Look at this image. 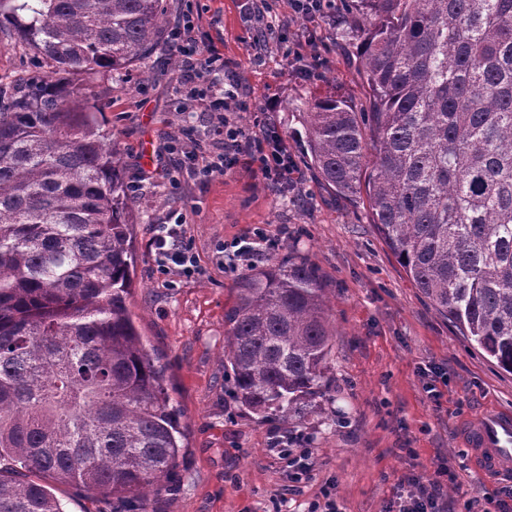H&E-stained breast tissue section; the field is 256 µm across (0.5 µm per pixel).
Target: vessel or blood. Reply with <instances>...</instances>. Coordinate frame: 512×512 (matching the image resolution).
<instances>
[{"label":"vessel or blood","mask_w":512,"mask_h":512,"mask_svg":"<svg viewBox=\"0 0 512 512\" xmlns=\"http://www.w3.org/2000/svg\"><path fill=\"white\" fill-rule=\"evenodd\" d=\"M464 435L475 463L487 471L512 476V410L496 409L467 426Z\"/></svg>","instance_id":"obj_1"}]
</instances>
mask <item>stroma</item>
<instances>
[{
	"instance_id": "obj_1",
	"label": "stroma",
	"mask_w": 512,
	"mask_h": 512,
	"mask_svg": "<svg viewBox=\"0 0 512 512\" xmlns=\"http://www.w3.org/2000/svg\"><path fill=\"white\" fill-rule=\"evenodd\" d=\"M170 29L192 22L200 47L224 54L204 86H235L242 105L230 119L246 132L279 137L294 162L288 188L262 178L250 156L226 172L187 175L168 142L208 137L209 112L186 99L191 67L168 45L129 72L90 80L85 93L122 159L126 180L144 214L133 227L136 264L128 307L141 340L163 367L171 401L181 411L186 445L171 491L150 499L147 512H309L333 493L341 512H388L397 478L432 476L454 467L461 490L448 499L461 512L467 496L487 494L512 508L502 481L479 474L461 425L482 412L512 408V374L490 363L415 288L377 227L365 199L328 190L307 158L303 114L315 96L368 107L355 65V30L364 19L337 6L310 22L288 0H165ZM281 37L264 40L267 25ZM47 72L26 47L0 32V76ZM276 93L267 106V93ZM186 221L197 258L190 274L165 272L152 227L171 216ZM261 230L275 248H260L251 265L225 245ZM290 252L315 266L335 331L331 371L316 412L289 423L242 406L224 367V312L247 267ZM444 372L437 397L425 386L431 368ZM299 440L312 467L291 482L279 443ZM66 512H127L101 491L58 483Z\"/></svg>"
}]
</instances>
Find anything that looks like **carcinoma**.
I'll use <instances>...</instances> for the list:
<instances>
[{"instance_id": "1", "label": "carcinoma", "mask_w": 512, "mask_h": 512, "mask_svg": "<svg viewBox=\"0 0 512 512\" xmlns=\"http://www.w3.org/2000/svg\"><path fill=\"white\" fill-rule=\"evenodd\" d=\"M368 110L316 97L311 165L434 309L512 373V0H356ZM51 71L0 81V512H65L51 482L146 509L177 476L181 413L126 305L143 223L79 92L165 42L163 0H0ZM236 398L289 421L322 394L333 333L314 267L234 283ZM36 475L25 478V472Z\"/></svg>"}]
</instances>
